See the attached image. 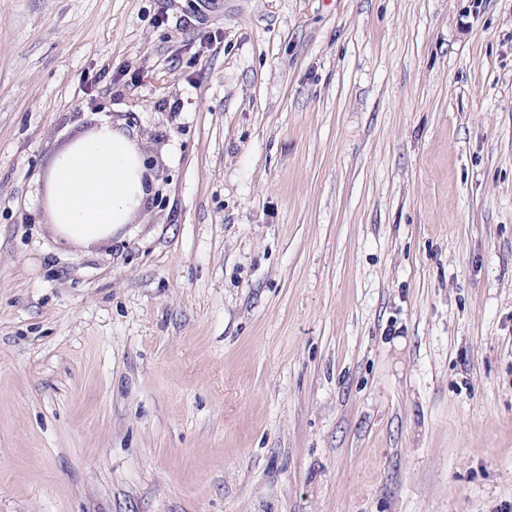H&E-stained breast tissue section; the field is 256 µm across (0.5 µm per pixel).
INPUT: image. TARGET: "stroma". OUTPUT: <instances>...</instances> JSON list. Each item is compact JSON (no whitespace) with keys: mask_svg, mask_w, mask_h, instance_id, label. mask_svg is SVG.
<instances>
[{"mask_svg":"<svg viewBox=\"0 0 512 512\" xmlns=\"http://www.w3.org/2000/svg\"><path fill=\"white\" fill-rule=\"evenodd\" d=\"M0 0V512H512V0ZM161 206L62 241L54 155ZM98 124H90L96 131ZM136 141L104 125L56 155L48 175V209L62 240L90 245L129 224L146 203L156 171ZM144 171V173H143ZM143 174V176H142ZM144 179V181H143Z\"/></svg>","mask_w":512,"mask_h":512,"instance_id":"35a3bbf8","label":"stroma"}]
</instances>
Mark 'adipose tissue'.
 I'll return each mask as SVG.
<instances>
[{"instance_id": "ef3b65f1", "label": "adipose tissue", "mask_w": 512, "mask_h": 512, "mask_svg": "<svg viewBox=\"0 0 512 512\" xmlns=\"http://www.w3.org/2000/svg\"><path fill=\"white\" fill-rule=\"evenodd\" d=\"M147 196L138 144L107 125L58 153L48 175L50 217L69 243L110 238L144 208Z\"/></svg>"}]
</instances>
